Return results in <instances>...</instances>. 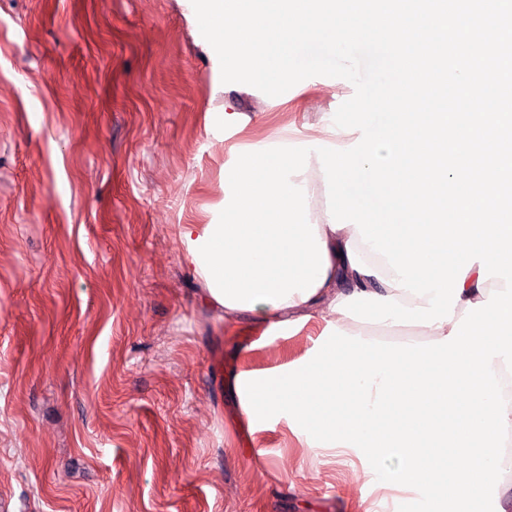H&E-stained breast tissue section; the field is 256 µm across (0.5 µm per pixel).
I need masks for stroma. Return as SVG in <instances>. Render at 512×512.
I'll list each match as a JSON object with an SVG mask.
<instances>
[{"mask_svg":"<svg viewBox=\"0 0 512 512\" xmlns=\"http://www.w3.org/2000/svg\"><path fill=\"white\" fill-rule=\"evenodd\" d=\"M354 93L222 83L187 0H0V512H397L356 455L240 415L239 369L335 314L217 317L179 236L223 223L243 152L321 147Z\"/></svg>","mask_w":512,"mask_h":512,"instance_id":"stroma-1","label":"stroma"}]
</instances>
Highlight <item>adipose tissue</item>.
<instances>
[{
	"mask_svg": "<svg viewBox=\"0 0 512 512\" xmlns=\"http://www.w3.org/2000/svg\"><path fill=\"white\" fill-rule=\"evenodd\" d=\"M310 153L280 147L246 158L232 181L224 221L186 224L183 262L203 304L245 312L281 329L291 316L309 322L354 293L395 297L408 307L428 301L396 289L388 263L375 264L354 226L310 220L308 189L298 182Z\"/></svg>",
	"mask_w": 512,
	"mask_h": 512,
	"instance_id": "obj_1",
	"label": "adipose tissue"
}]
</instances>
